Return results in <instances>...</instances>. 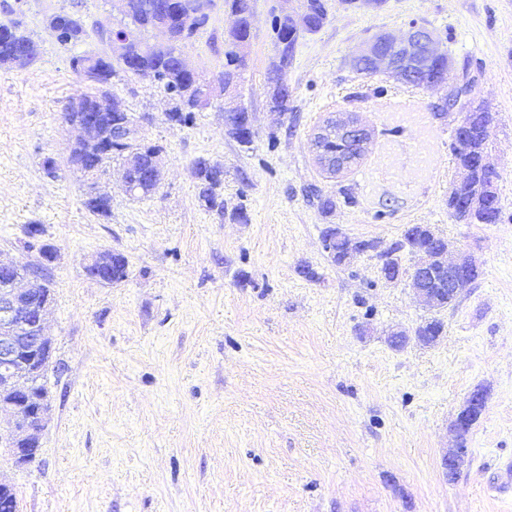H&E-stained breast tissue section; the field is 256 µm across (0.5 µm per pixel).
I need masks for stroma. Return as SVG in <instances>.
I'll return each instance as SVG.
<instances>
[{"instance_id": "1", "label": "stroma", "mask_w": 512, "mask_h": 512, "mask_svg": "<svg viewBox=\"0 0 512 512\" xmlns=\"http://www.w3.org/2000/svg\"><path fill=\"white\" fill-rule=\"evenodd\" d=\"M302 6L252 0L236 89L253 116L250 148L224 132L225 97L175 127L157 85L116 72L108 92L146 116L140 134L162 147L165 168L147 197L128 194L113 173L112 211L98 218L67 164L74 134L63 112L92 88L71 57L107 58L111 48L93 31L60 43L48 19L64 11L107 28L132 23L113 0H0V24L18 23L38 45L35 62L0 69V259H35L22 245L32 225L36 244L55 250L52 419L32 463L15 467L0 451V481L14 487L19 512H512L503 482L512 462V0H385L377 9L326 0L324 26L295 47L282 118L267 95L279 61L271 20ZM207 15L177 48L215 79L233 17L224 0H211ZM413 23L447 49V84L473 80L495 113L498 223L448 214L456 118L433 111L445 86L350 64L376 33ZM351 116L371 133L367 151L328 174L311 135ZM200 158L224 166L223 214L198 202ZM315 189L334 197L333 214L321 212ZM238 210L247 222L233 219ZM331 224L381 250L405 225L429 224L449 257H475L480 275L439 312L436 343L389 347V331L431 314L409 279H383L378 252L331 263L322 244ZM107 249L129 261L128 277L112 285L85 269ZM303 264L317 279L298 274ZM480 387L487 408L467 438L470 462L451 481L442 459L456 444L452 423Z\"/></svg>"}]
</instances>
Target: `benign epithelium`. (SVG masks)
<instances>
[{
	"label": "benign epithelium",
	"mask_w": 512,
	"mask_h": 512,
	"mask_svg": "<svg viewBox=\"0 0 512 512\" xmlns=\"http://www.w3.org/2000/svg\"><path fill=\"white\" fill-rule=\"evenodd\" d=\"M207 6L208 0H192V10L185 12L178 7V0H163L156 6L160 20L155 29L165 33L172 42L176 31L191 26L195 19L205 14ZM436 44L438 39L434 32L412 25L400 39L388 33L376 35L355 61L366 62L372 67L381 65L386 74L412 81L416 77L414 65L421 54L430 57L441 55L435 48ZM181 67L191 77V84L183 98L171 100V108L183 109L194 103L209 104L216 90L215 83L203 78L185 61ZM465 102L463 85L456 84L448 89V94L439 104V107L460 115L454 132L456 139L463 136L466 127ZM71 106L74 116L67 124L77 132V136L70 150L69 163L94 176L92 185L85 189L84 202L107 211L111 208L112 198L99 188V182L107 170L99 162L105 141L98 135V126L102 115L119 108V105L111 95L103 93L92 104L79 96L73 99ZM345 129L360 146H366L369 131L358 120L346 122ZM115 133L122 142L136 143L134 119L128 116L119 122ZM446 253L444 238L431 228L425 239L413 248L417 261L412 268L411 280L422 304L432 310L443 302V292H448V300H456L459 290L472 283V276L479 273L477 261L472 257L464 255L450 261ZM38 267L39 263L35 261L25 267L0 263V269L19 273L7 287L0 290V386L6 388L9 394L8 399L0 400V409L8 408L13 415V432L8 436L1 435L0 445L7 448L18 466L28 464L36 457L40 433L49 421L48 392L36 393L28 382L11 374L17 362L26 359L35 370L42 371L49 366L52 358V343L44 332V317L51 306L50 297L45 296L40 304H35L41 293L38 288ZM412 339L422 345L435 343V340L421 335L418 329L411 333L393 331L388 335V342L400 347L406 346ZM487 401L488 398L481 391L474 390L457 414L453 422L457 446L442 461L446 472L458 473L468 462L469 449L463 442L464 429L471 419L485 412Z\"/></svg>",
	"instance_id": "benign-epithelium-1"
}]
</instances>
